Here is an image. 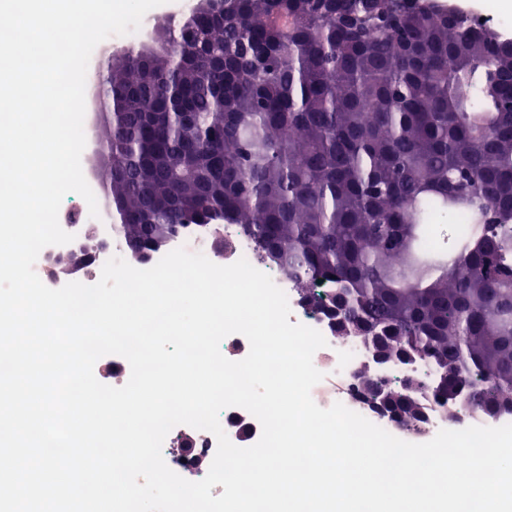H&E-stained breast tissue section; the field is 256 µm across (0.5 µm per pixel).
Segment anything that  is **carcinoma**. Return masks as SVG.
<instances>
[{
  "label": "carcinoma",
  "mask_w": 512,
  "mask_h": 512,
  "mask_svg": "<svg viewBox=\"0 0 512 512\" xmlns=\"http://www.w3.org/2000/svg\"><path fill=\"white\" fill-rule=\"evenodd\" d=\"M98 98L130 259L175 224H236L307 308L347 316L338 336L427 367L355 375L399 428L432 405L512 415V41L435 0H224L127 52ZM448 214L461 248L421 250Z\"/></svg>",
  "instance_id": "obj_1"
}]
</instances>
